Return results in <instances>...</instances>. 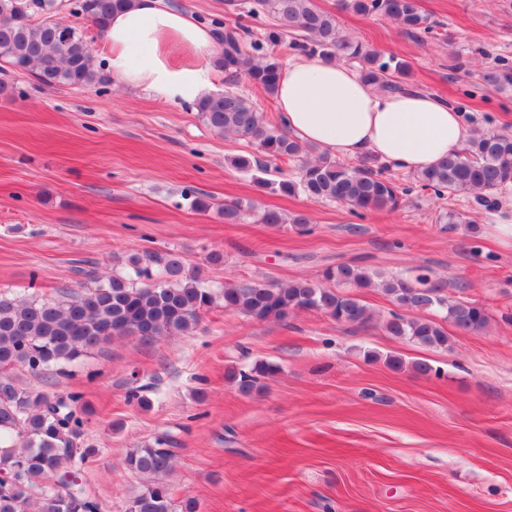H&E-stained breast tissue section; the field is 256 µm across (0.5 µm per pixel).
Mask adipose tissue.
<instances>
[{"mask_svg": "<svg viewBox=\"0 0 512 512\" xmlns=\"http://www.w3.org/2000/svg\"><path fill=\"white\" fill-rule=\"evenodd\" d=\"M173 48L186 63H170ZM214 49L211 30L191 16L163 0H134L113 14L96 64L163 102L191 105L213 85L204 57ZM275 112L302 141L348 159L370 156L404 174L430 168L469 136L454 102L419 90L384 94L351 66L304 53L280 68Z\"/></svg>", "mask_w": 512, "mask_h": 512, "instance_id": "ef3b65f1", "label": "adipose tissue"}]
</instances>
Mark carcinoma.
Listing matches in <instances>:
<instances>
[{
	"label": "carcinoma",
	"mask_w": 512,
	"mask_h": 512,
	"mask_svg": "<svg viewBox=\"0 0 512 512\" xmlns=\"http://www.w3.org/2000/svg\"><path fill=\"white\" fill-rule=\"evenodd\" d=\"M133 0H72L71 11L89 18L98 32L116 10ZM340 9L360 16H381L396 22L415 38H436L438 24L422 10L419 0H339ZM56 11L55 0H0V62L15 71L30 73L46 88L65 85L83 89L102 82L84 30L60 18L31 19L30 10ZM247 17L271 18L279 30L267 39L277 44L282 32H300L292 48L320 53L328 60L358 64L361 76L379 91L397 93L406 87L394 79L404 73V64L374 47L343 34L336 15L320 9L314 0H253ZM222 52L214 65L224 71L229 84L247 79L272 96L276 93L280 61L264 52L260 43L252 50L242 47L240 31L212 19ZM482 80L499 91L512 90V67L486 71ZM196 109L203 123L225 136L250 139L269 160L300 162L298 180H282L278 189L288 195L298 192L316 201L346 204L353 212L387 209L400 205L410 192L430 190L440 199L461 193L474 195L477 204L490 208L493 193L512 183V135L489 129H473L463 149L454 151L436 166L414 175V184L399 188L370 162L353 165L322 154L309 159L310 147L282 124L266 121L246 97L231 87L206 94ZM232 165L258 172L255 182L271 186L262 178L267 165L258 159L237 157ZM224 220L236 222L251 215L253 207L241 201L222 207ZM263 224H290L305 234L310 218L304 213L285 216L267 209L259 216ZM125 273L98 283L83 293L68 288L59 298L0 296V512H100L101 504L85 487L82 473L99 449L84 442L88 410L83 394L35 391L13 375L23 370L33 377L52 373L66 376L65 366L89 350L124 336L145 342L161 336H189L201 314L222 301L224 310L259 322L285 321L298 311H317L338 324L364 325L373 312L359 298L364 290H377L394 306L383 323L384 331L401 340L428 348H448L444 324L468 333H481L490 323L486 308L469 301L450 300L433 284L427 273L410 279L385 276L375 270L338 264L323 270L319 281L300 278L286 285L263 282L226 284L219 292L206 285L200 272L186 267L179 253L159 255L136 250L126 255ZM334 284L330 288L326 283ZM385 364L396 372L411 370L420 375L433 372L425 361L408 362L389 355ZM279 370L260 362L250 369L231 368L227 379L249 395L260 380ZM174 452L166 436L128 452L125 467L145 477L130 499L127 512H175L164 477L172 470Z\"/></svg>",
	"instance_id": "cac0c4a2"
}]
</instances>
